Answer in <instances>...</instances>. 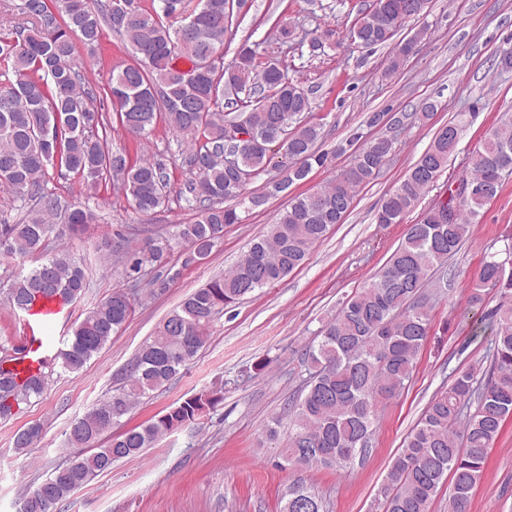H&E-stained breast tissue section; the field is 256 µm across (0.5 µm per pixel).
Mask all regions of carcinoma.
Listing matches in <instances>:
<instances>
[{"instance_id": "cac0c4a2", "label": "carcinoma", "mask_w": 512, "mask_h": 512, "mask_svg": "<svg viewBox=\"0 0 512 512\" xmlns=\"http://www.w3.org/2000/svg\"><path fill=\"white\" fill-rule=\"evenodd\" d=\"M151 9L128 13L116 0H21L22 21L0 28V65L12 88L0 92V186L27 205L21 220L0 224V258L40 255L38 264L17 277L6 291L10 307L26 313L37 298L70 301L89 287L82 264L67 250L47 254L53 238L80 236L89 213L79 202H64L48 190V167H58L98 183L110 173L135 209L151 214L171 194L198 212L192 224H174L147 242L115 233L122 250L112 253L126 287L115 288L89 308L54 358L65 371L83 368L117 335L133 312L135 291L164 294L181 271L206 261L221 244L224 227L243 222L241 213L261 207L271 196L308 180L328 166L333 154L350 153L349 163L331 179L290 198L267 233L254 240L236 265L211 279L156 326L126 370L121 386L106 392L75 418L65 445L73 456L33 491L23 496L21 512H52L73 492L112 464L139 456L164 435L192 424L216 409L224 393L202 391L171 406L144 424L118 425L139 402L164 388L198 355L215 317L246 296L300 268L331 227L343 223L356 191L373 182L395 150L391 142H357L363 133L322 151L323 126L305 117L308 92L272 58L257 61L247 47L230 66H206L204 59L224 47L241 0H157ZM428 0H373L358 15L348 38L366 47L393 45L383 73L396 74L428 35L424 27L395 40L404 24L424 15ZM109 27L129 46L134 63L110 71L117 119L130 132L149 138L164 123L176 138L182 184L171 183L161 159L129 160L111 152L98 129L103 114L91 107L82 85L78 45H98ZM244 135L227 147L228 130ZM441 128L409 171L388 190L374 220L400 224L438 182L454 153L448 129ZM268 179L265 192L248 185ZM512 174V116L485 135L472 152L470 168L448 184L440 200L407 227L401 244L374 279L342 302L321 327L317 345L305 353L309 377L288 410V443L280 456L289 466L346 469L369 453L379 404L397 397L412 379L418 356L431 332V318L420 294L429 273L454 255L471 232L480 211L497 197ZM178 253L177 264L170 263ZM498 303L484 314L491 338L489 367L457 370L448 389L435 395L394 457L370 512H430L448 486V512H465L480 479L489 449L512 419V243L486 257L469 302ZM50 378L44 371L17 380L0 369V419L15 406L43 395ZM43 428L33 422L17 431L20 452L37 447ZM280 512H324L314 488L296 483L281 499Z\"/></svg>"}]
</instances>
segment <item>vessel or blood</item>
<instances>
[{"instance_id": "vessel-or-blood-1", "label": "vessel or blood", "mask_w": 512, "mask_h": 512, "mask_svg": "<svg viewBox=\"0 0 512 512\" xmlns=\"http://www.w3.org/2000/svg\"><path fill=\"white\" fill-rule=\"evenodd\" d=\"M72 311L63 298L36 302L28 313L24 336L21 338V357L10 367L17 378L39 373L56 353L54 329L64 324Z\"/></svg>"}]
</instances>
